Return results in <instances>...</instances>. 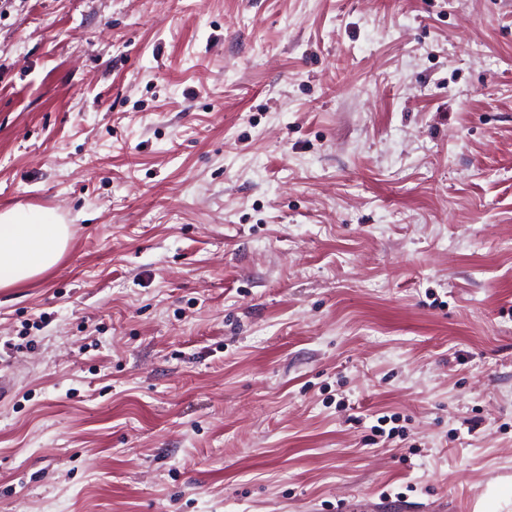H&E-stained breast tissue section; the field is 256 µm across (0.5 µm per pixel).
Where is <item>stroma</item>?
Segmentation results:
<instances>
[{"label":"stroma","mask_w":512,"mask_h":512,"mask_svg":"<svg viewBox=\"0 0 512 512\" xmlns=\"http://www.w3.org/2000/svg\"><path fill=\"white\" fill-rule=\"evenodd\" d=\"M19 206L0 512H512V0H0ZM69 224L54 211L14 207L0 212V288L33 280L58 264Z\"/></svg>","instance_id":"1"}]
</instances>
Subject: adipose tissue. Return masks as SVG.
<instances>
[{
  "mask_svg": "<svg viewBox=\"0 0 512 512\" xmlns=\"http://www.w3.org/2000/svg\"><path fill=\"white\" fill-rule=\"evenodd\" d=\"M70 228L54 211L14 207L0 212V288L33 280L58 264Z\"/></svg>",
  "mask_w": 512,
  "mask_h": 512,
  "instance_id": "1",
  "label": "adipose tissue"
}]
</instances>
